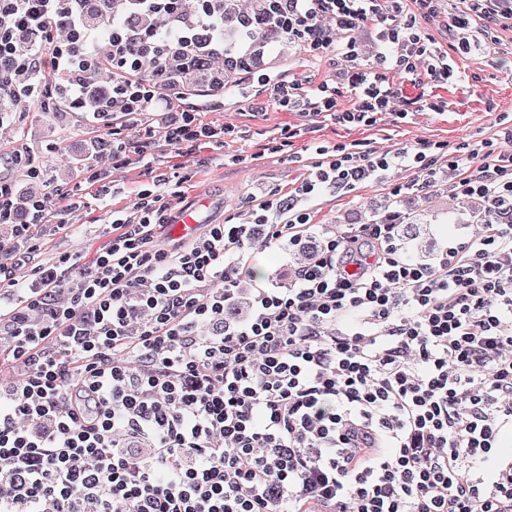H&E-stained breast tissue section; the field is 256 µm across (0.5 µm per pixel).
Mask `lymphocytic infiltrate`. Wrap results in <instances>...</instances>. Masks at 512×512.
<instances>
[{"mask_svg":"<svg viewBox=\"0 0 512 512\" xmlns=\"http://www.w3.org/2000/svg\"><path fill=\"white\" fill-rule=\"evenodd\" d=\"M128 2L165 28L101 32L82 0H0V100L49 96L61 82L75 110L105 65L99 118L177 115L135 142L100 138L113 168L145 158L158 137L179 148L232 136L142 76L175 46L243 59L213 0L190 12L183 0ZM438 2L265 0L268 24L312 53L359 60L358 29L377 51L349 75L345 109L333 83L258 82L280 110L374 125L401 97L390 73L457 79L420 26ZM476 18L511 28L512 0H469L449 17L459 48ZM504 140L451 152L430 141L393 153L320 146L288 196L170 248L160 174L90 262L64 253L49 269L31 262L34 229L68 193L20 196L0 170V224L11 228L0 278L25 292L24 308H0L22 372L0 389V512H512V457L500 451L512 432V130ZM402 167L421 173L420 188L443 178L479 201L472 231L430 259L403 246L396 211L318 236L307 201ZM258 245L304 252L288 286L256 283ZM247 281L246 312L228 320Z\"/></svg>","mask_w":512,"mask_h":512,"instance_id":"lymphocytic-infiltrate-1","label":"lymphocytic infiltrate"}]
</instances>
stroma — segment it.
Returning <instances> with one entry per match:
<instances>
[{
  "label": "stroma",
  "instance_id": "obj_1",
  "mask_svg": "<svg viewBox=\"0 0 512 512\" xmlns=\"http://www.w3.org/2000/svg\"><path fill=\"white\" fill-rule=\"evenodd\" d=\"M463 6L464 0H440L441 20L425 25L426 32L448 49L460 73L458 81L434 86L394 75L402 90L400 106L409 112L407 118L387 114L373 126H349L319 116L314 118L312 130L286 147L280 144L281 128L301 125L303 117L267 104L260 87L241 93L234 77L227 82L223 106L207 108L201 114L205 122L234 127L233 136L225 139L223 146L190 150L161 142L153 148L150 164L136 163L120 171L113 170L110 161L94 156L91 143L111 131L120 139L135 141L137 128L119 119L97 120L62 102L51 105L46 113L29 100L12 104L9 120L0 126V153H34L44 171L43 179L34 180L24 169L14 170L18 189L41 192L49 185L74 187L83 183L91 164L109 173L107 192L90 187L70 201L50 205L45 221L60 225L61 230L38 239L36 262L53 266L64 252L91 260L112 235L113 215L128 211L138 191L162 173L173 178L165 187L170 215L178 218L189 211L199 223L208 224L239 218L251 198L269 191L288 195L307 173L313 155L306 146L313 142L396 151L422 140L453 147L465 137L474 143L494 139L501 123L512 125V28L490 39L480 22H473L470 50H454L443 19ZM250 52L254 71L308 85L336 80L351 67L334 54L306 52L284 36L251 47ZM436 98L445 102L444 111L428 109V101ZM418 178L417 170L401 169L389 183L365 185L350 193L327 191L308 207L314 223L332 234L370 223L387 209L398 210L406 222L422 224L417 247L423 255H433L461 225L474 222L480 205L454 198L445 181L422 193L410 190V183ZM296 261V254L263 247L252 254L259 281L280 285L287 284Z\"/></svg>",
  "mask_w": 512,
  "mask_h": 512
}]
</instances>
